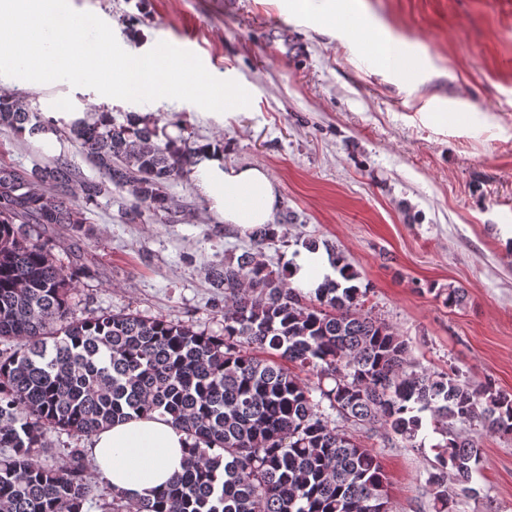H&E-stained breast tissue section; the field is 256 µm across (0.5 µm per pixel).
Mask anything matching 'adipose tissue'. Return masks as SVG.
<instances>
[{
    "mask_svg": "<svg viewBox=\"0 0 512 512\" xmlns=\"http://www.w3.org/2000/svg\"><path fill=\"white\" fill-rule=\"evenodd\" d=\"M324 26L341 41L363 42L370 51L393 65L405 60L392 52L393 41L380 33L355 4L337 6L326 0ZM198 184L225 223L252 232L274 220L276 189L264 169L228 167L224 155L203 148L194 172ZM189 439L161 416L131 418L98 432L92 452L102 475L126 495L149 497L177 472Z\"/></svg>",
    "mask_w": 512,
    "mask_h": 512,
    "instance_id": "1",
    "label": "adipose tissue"
}]
</instances>
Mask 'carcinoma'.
<instances>
[{"label":"carcinoma","instance_id":"cac0c4a2","mask_svg":"<svg viewBox=\"0 0 512 512\" xmlns=\"http://www.w3.org/2000/svg\"><path fill=\"white\" fill-rule=\"evenodd\" d=\"M49 124L27 100L0 95V127L36 135ZM54 130L97 177L84 178L65 156L29 171L0 161V344L9 345L0 356V512H88L95 501L84 449L38 461L52 429L91 436L158 414L191 440L166 489L139 499L113 490L102 512H391L377 455L330 420L328 408L408 443L426 411L443 424L477 422L512 435V394L491 381L474 387L452 367L413 370L408 343L365 307L342 255L333 258L338 278L307 292L292 287L293 270L270 269L260 259L277 238L270 224L254 234L259 251L208 270L228 303L218 335L133 312L74 318L76 279L41 231L80 228L84 208L114 189L133 198L137 217L169 212L167 188L198 152L159 143L156 127L131 114ZM439 294L450 308L465 300L452 284ZM435 452L433 509L455 512L448 477L463 495L475 492L481 444L450 433Z\"/></svg>","mask_w":512,"mask_h":512}]
</instances>
